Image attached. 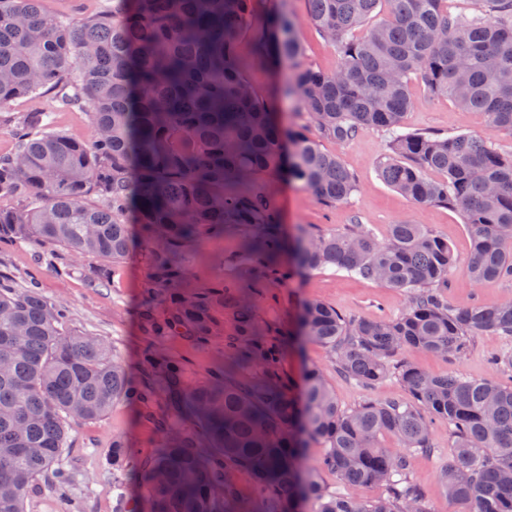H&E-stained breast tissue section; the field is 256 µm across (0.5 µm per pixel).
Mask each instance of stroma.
<instances>
[{
	"mask_svg": "<svg viewBox=\"0 0 512 512\" xmlns=\"http://www.w3.org/2000/svg\"><path fill=\"white\" fill-rule=\"evenodd\" d=\"M289 13L305 47V65L335 70L334 48L319 34L308 19L305 0H288ZM249 79L269 103L284 131H302L320 141L322 148L339 156L356 177L359 190L348 202L333 206L321 204L298 184L275 178L283 231L293 237L303 232L345 231L363 225L377 241H385L391 224L405 220L424 225L431 233L445 239L460 265L450 276L448 302L457 309L481 302L495 305L512 301V281H499L481 288L466 278L463 262L471 253V238L461 214L444 206H421L386 185L378 171L385 151L386 135L373 128L360 130L350 141L339 143L321 137L296 98L285 95L281 87L284 74H274L260 67L249 70ZM411 108L403 122L409 131H439L490 136L498 151L512 153V132L490 131L483 113L468 111L443 95L427 94L420 80L409 84ZM43 104L54 112L57 127L70 137L90 141L92 126L87 112L63 107L54 93H46ZM243 236L237 231L210 240L183 254L193 284L211 286L219 282L241 283L246 279L243 265ZM100 262L94 257L76 258L48 246L37 247L0 241V274L18 288L37 286L49 300L65 302L69 307V329L107 340L116 348L132 377L141 375V350L145 336L141 322L140 286L149 273L146 250L141 240H134L129 255L109 267L106 283H98L95 271ZM263 320L284 329H296L306 301L316 299L333 306L347 316L394 317L409 303L407 294L376 282L352 278L330 271H312L294 276L287 284H255L250 292ZM163 349L185 363L189 379L206 381L218 363L227 360L223 337L206 343L191 342L181 336L161 341ZM508 346L504 337L485 333L475 337L464 355L443 358L427 352L413 354L412 360L433 375L454 373L471 379H493L512 383V376L492 365L493 356ZM284 368L294 379H302L310 369L319 370L336 396L339 406L350 408L366 396L364 389L341 375L327 351L306 337H297L284 359ZM71 443L64 461L75 476L70 494H62L40 480L27 500V512H70L72 500H79L81 512H112V440L123 437L129 448H149L157 435L142 413L130 405L119 404L105 417L74 425ZM436 454L416 455L411 459L410 476L422 492L427 512H461L445 491L439 474L448 459V425L436 422L432 429Z\"/></svg>",
	"mask_w": 512,
	"mask_h": 512,
	"instance_id": "1",
	"label": "stroma"
}]
</instances>
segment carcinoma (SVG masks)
<instances>
[{"mask_svg": "<svg viewBox=\"0 0 512 512\" xmlns=\"http://www.w3.org/2000/svg\"><path fill=\"white\" fill-rule=\"evenodd\" d=\"M112 0L90 18L53 15L44 0H0V109L47 91L87 110L85 144L57 130L36 106L0 156V239L61 247L117 261L129 251L134 214L151 268L142 320L149 336L142 376L132 382L105 340L63 328L67 306L36 288L0 287V512H26L41 477L69 489L63 464L71 423L96 420L119 402L139 405L160 435L133 457L112 440L113 512H427L410 478V457L432 454L431 425L448 423V496L466 512H512V386L431 375L398 354L457 358L471 339L512 340V302L454 309L442 289L459 261L422 224L391 225L378 243L362 226L301 234L280 253L282 176L332 205L357 190L333 153L299 131L285 137L236 54L239 37L262 22L252 64L293 70L286 80L318 126L339 143L362 128L387 134L381 179L419 205L459 211L472 240L466 274L476 287L512 279V155L477 135L403 131L408 85L487 116L512 131V0H474L451 15L447 0H306L308 18L338 57L330 72L303 66L304 48L286 0ZM365 33H360V30ZM440 173L442 180L432 174ZM96 203H89V198ZM227 229L245 235L250 280L287 282L301 271L333 270L409 295L389 319L346 316L310 300L298 334L324 347L336 370L371 390L390 377L409 402L368 397L343 409L323 375L301 391L284 372L285 335L262 320L246 284L194 287L183 250ZM224 337L246 382L215 367L193 384L166 355L162 336ZM391 435L400 449L385 448ZM324 448L319 468L364 499L324 487L300 465L306 439ZM252 477L242 497L235 473Z\"/></svg>", "mask_w": 512, "mask_h": 512, "instance_id": "cac0c4a2", "label": "carcinoma"}]
</instances>
